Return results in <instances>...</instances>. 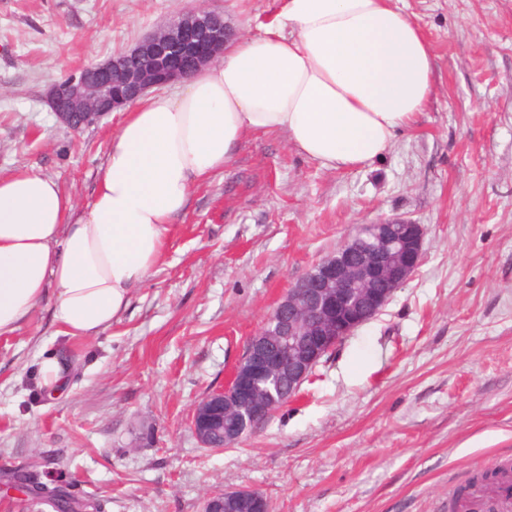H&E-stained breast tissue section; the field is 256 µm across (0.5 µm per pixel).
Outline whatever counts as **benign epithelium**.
<instances>
[{
  "label": "benign epithelium",
  "instance_id": "7a95c632",
  "mask_svg": "<svg viewBox=\"0 0 512 512\" xmlns=\"http://www.w3.org/2000/svg\"><path fill=\"white\" fill-rule=\"evenodd\" d=\"M227 26L222 16L198 10L180 17L68 82L56 81L48 102L75 134L101 121L152 88L190 77L218 59ZM118 70L119 84L103 79ZM424 230L408 220L359 226L358 233L295 282L247 343L224 389L195 406L191 427L210 446L223 433L235 445L249 429L284 404L282 382L296 391L319 361L344 338L378 315L417 268ZM247 505L268 512L256 491L226 490L209 496L204 512Z\"/></svg>",
  "mask_w": 512,
  "mask_h": 512
}]
</instances>
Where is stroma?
<instances>
[{"instance_id":"1","label":"stroma","mask_w":512,"mask_h":512,"mask_svg":"<svg viewBox=\"0 0 512 512\" xmlns=\"http://www.w3.org/2000/svg\"><path fill=\"white\" fill-rule=\"evenodd\" d=\"M283 0H0V173L35 167L89 200L117 117L72 133L49 86L180 16L261 35ZM434 59L425 112L348 170L255 133L196 188L167 249L99 336L42 302L0 337V512L27 475L103 512H203L230 489L269 512H448L477 469L512 460V0H403ZM423 226V258L382 311L232 448L195 404L223 388L281 296L357 227ZM55 355L57 396L38 385ZM66 368L59 357L44 359L38 369V384L41 388L57 391L66 380Z\"/></svg>"}]
</instances>
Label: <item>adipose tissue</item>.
<instances>
[{"label":"adipose tissue","instance_id":"1","mask_svg":"<svg viewBox=\"0 0 512 512\" xmlns=\"http://www.w3.org/2000/svg\"><path fill=\"white\" fill-rule=\"evenodd\" d=\"M432 88L430 45L396 0H286L261 35L127 106L87 203L28 167L0 174V337L45 300L63 335L109 328L194 189L248 135L283 132L351 169L381 157Z\"/></svg>","mask_w":512,"mask_h":512}]
</instances>
